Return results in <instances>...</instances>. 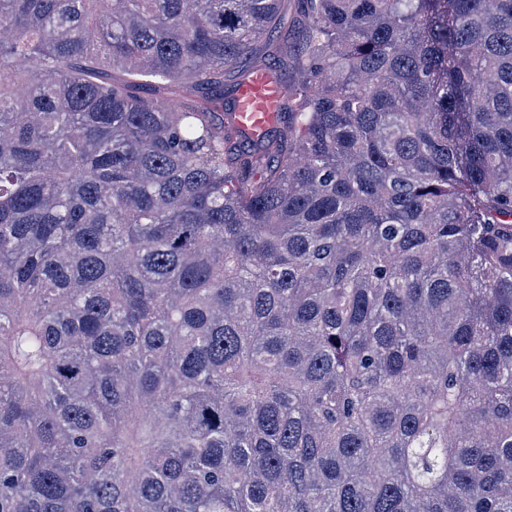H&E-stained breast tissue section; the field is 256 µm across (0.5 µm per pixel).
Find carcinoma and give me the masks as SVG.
Returning <instances> with one entry per match:
<instances>
[{
	"label": "carcinoma",
	"mask_w": 512,
	"mask_h": 512,
	"mask_svg": "<svg viewBox=\"0 0 512 512\" xmlns=\"http://www.w3.org/2000/svg\"><path fill=\"white\" fill-rule=\"evenodd\" d=\"M281 2L0 0V512H512V0H296L253 139ZM284 10L288 15V28L281 29L275 36L274 45L288 46L298 40V31L300 30L298 22L292 23V20L298 19L295 0H285ZM241 79L237 71L224 77L226 101L235 97ZM281 95V86L267 72H258L237 92V124L255 135L262 133L275 118Z\"/></svg>",
	"instance_id": "1"
}]
</instances>
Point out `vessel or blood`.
I'll return each instance as SVG.
<instances>
[{"mask_svg":"<svg viewBox=\"0 0 512 512\" xmlns=\"http://www.w3.org/2000/svg\"><path fill=\"white\" fill-rule=\"evenodd\" d=\"M281 95V86L268 73L255 74L237 92V124L253 134L262 133L275 118Z\"/></svg>","mask_w":512,"mask_h":512,"instance_id":"b4317fda","label":"vessel or blood"}]
</instances>
